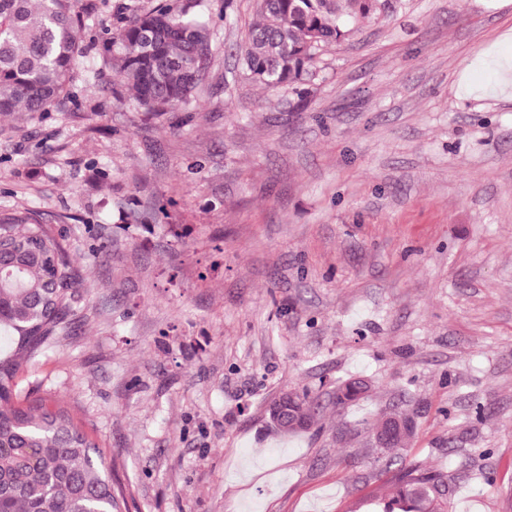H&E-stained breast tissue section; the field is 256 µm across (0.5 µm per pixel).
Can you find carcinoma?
<instances>
[{
    "label": "carcinoma",
    "mask_w": 512,
    "mask_h": 512,
    "mask_svg": "<svg viewBox=\"0 0 512 512\" xmlns=\"http://www.w3.org/2000/svg\"><path fill=\"white\" fill-rule=\"evenodd\" d=\"M203 0L121 18L93 44L122 106L163 116L195 99L216 37L194 10ZM380 0H256L257 20L240 47L246 75L267 90L287 88L304 108L317 55L370 19ZM93 4L80 0H0V115L43 114L74 96ZM81 274L52 226L31 209L0 210V512H122L96 444L72 412L21 394L19 374L69 334ZM336 405L365 396L368 383L336 385ZM377 453L407 447L415 421ZM448 476L408 468L386 512H447Z\"/></svg>",
    "instance_id": "obj_1"
}]
</instances>
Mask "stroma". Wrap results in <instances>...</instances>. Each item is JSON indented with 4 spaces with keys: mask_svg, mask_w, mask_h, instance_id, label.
<instances>
[{
    "mask_svg": "<svg viewBox=\"0 0 512 512\" xmlns=\"http://www.w3.org/2000/svg\"><path fill=\"white\" fill-rule=\"evenodd\" d=\"M159 2L97 0L85 43ZM206 16L181 126L85 76L0 117V207L40 211L85 278L20 388L74 410L128 512H380L415 465L449 512H512V0H386L301 110L242 70L254 0ZM303 388L318 420L281 434L268 407ZM393 412L416 432L380 459L368 422ZM368 383L361 378H348L336 385V391L342 393L338 396L336 405L346 406L363 398L369 391Z\"/></svg>",
    "mask_w": 512,
    "mask_h": 512,
    "instance_id": "obj_1",
    "label": "stroma"
}]
</instances>
